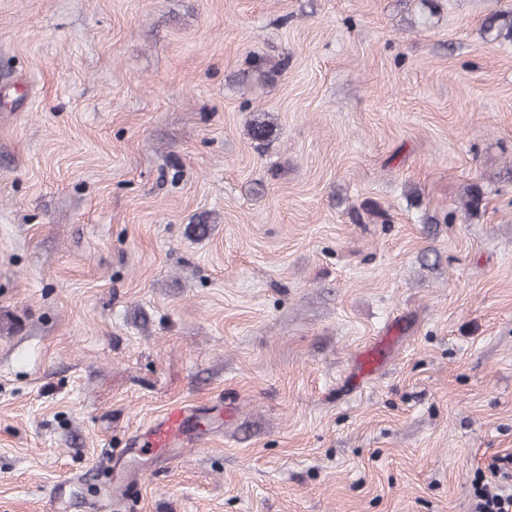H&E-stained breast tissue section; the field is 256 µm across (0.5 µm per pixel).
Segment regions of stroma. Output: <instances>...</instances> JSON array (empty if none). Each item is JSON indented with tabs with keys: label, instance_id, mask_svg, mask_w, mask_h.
Masks as SVG:
<instances>
[{
	"label": "stroma",
	"instance_id": "stroma-1",
	"mask_svg": "<svg viewBox=\"0 0 512 512\" xmlns=\"http://www.w3.org/2000/svg\"><path fill=\"white\" fill-rule=\"evenodd\" d=\"M436 3L0 0V512H474L512 0ZM175 404L214 421L138 453ZM483 30L489 35H494L492 40L512 39V14H493L483 23Z\"/></svg>",
	"mask_w": 512,
	"mask_h": 512
}]
</instances>
